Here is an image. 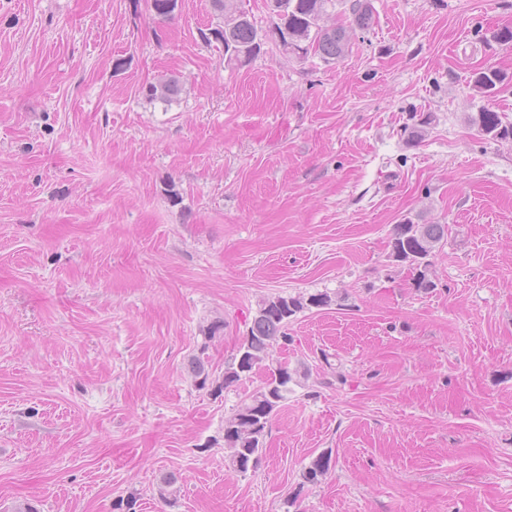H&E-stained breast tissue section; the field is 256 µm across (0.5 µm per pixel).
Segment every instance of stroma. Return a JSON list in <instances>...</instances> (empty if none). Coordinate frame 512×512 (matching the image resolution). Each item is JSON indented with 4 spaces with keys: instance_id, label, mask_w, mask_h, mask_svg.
I'll return each mask as SVG.
<instances>
[{
    "instance_id": "35a3bbf8",
    "label": "stroma",
    "mask_w": 512,
    "mask_h": 512,
    "mask_svg": "<svg viewBox=\"0 0 512 512\" xmlns=\"http://www.w3.org/2000/svg\"><path fill=\"white\" fill-rule=\"evenodd\" d=\"M371 3L339 63L230 68L211 0H0V512H512V142L469 122L512 123L471 84L512 76V0ZM407 219L449 227L429 292ZM317 293L239 474L224 419L265 374L224 366L263 299ZM509 76L494 67L475 70L471 76L473 87L484 96H495L509 85ZM179 93L178 81L173 78H164L146 88L145 96L151 101L169 104ZM469 121L479 133L491 140L502 142L512 139V123H504L499 113L489 108L470 116ZM448 233L445 224H413L410 220L396 224L392 238L395 261L407 264L413 275V283L419 291L428 292L435 288L428 277L430 257L434 249Z\"/></svg>"
}]
</instances>
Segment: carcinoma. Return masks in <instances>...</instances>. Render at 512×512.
Wrapping results in <instances>:
<instances>
[{
    "instance_id": "1",
    "label": "carcinoma",
    "mask_w": 512,
    "mask_h": 512,
    "mask_svg": "<svg viewBox=\"0 0 512 512\" xmlns=\"http://www.w3.org/2000/svg\"><path fill=\"white\" fill-rule=\"evenodd\" d=\"M151 10L158 18H168L178 7V0H150ZM273 10L278 22L275 33L283 49L300 61L318 58L327 65L335 64L348 48L347 27L343 24L325 26L321 21L328 9L336 7V0H278ZM344 13L360 30L373 24L370 0H341ZM212 7L222 19V25L203 35L205 40L215 39L224 48V64L243 67L251 63L262 50L261 30L257 28L238 0H212ZM473 87L492 97L512 81L494 67L475 70L471 76ZM179 93L178 81L164 78L146 88L145 96L151 101L168 104ZM479 133L494 141L512 139V123H505L499 113L484 108L469 118ZM448 233L444 224H414L407 220L394 227L393 257L414 272L413 283L419 291L428 292L435 283L428 277L430 257ZM326 294L302 296H276L261 301L238 346L237 353L224 366L219 385L227 389L259 371L269 360L271 349L278 341H288V323L297 313L309 307L329 305ZM293 382L288 366L279 364L268 370L263 385L241 401L234 413L224 419L225 461L228 467L245 475L255 471L261 460L267 429L279 404L288 398L289 384ZM327 454L316 457L303 473L305 481L316 483L330 466Z\"/></svg>"
}]
</instances>
